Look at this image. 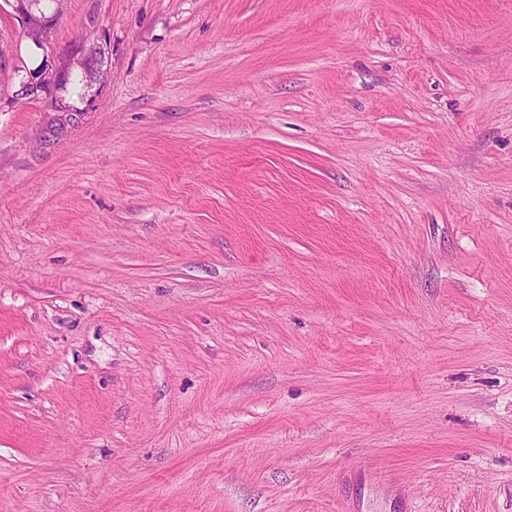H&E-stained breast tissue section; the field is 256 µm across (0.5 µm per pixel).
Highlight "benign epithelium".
I'll return each instance as SVG.
<instances>
[{"label": "benign epithelium", "instance_id": "7a95c632", "mask_svg": "<svg viewBox=\"0 0 512 512\" xmlns=\"http://www.w3.org/2000/svg\"><path fill=\"white\" fill-rule=\"evenodd\" d=\"M14 16L20 19L25 37L41 48L49 50L43 65L32 71L26 70L12 47L0 38V87L17 85L12 98L25 97L43 100L56 112L67 111V106L58 99L57 92L63 90L67 77L78 70L85 84L91 88L98 76L107 72L106 48L100 43H78L70 51L59 53L52 43L53 29L49 19L35 11L37 0H4Z\"/></svg>", "mask_w": 512, "mask_h": 512}]
</instances>
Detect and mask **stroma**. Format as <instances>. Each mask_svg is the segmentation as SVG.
<instances>
[{
	"label": "stroma",
	"instance_id": "35a3bbf8",
	"mask_svg": "<svg viewBox=\"0 0 512 512\" xmlns=\"http://www.w3.org/2000/svg\"><path fill=\"white\" fill-rule=\"evenodd\" d=\"M0 105V512H512V0H66ZM42 1V12L45 16H53L54 11L47 13V6ZM37 0H4L11 7L14 16L20 19L25 37L31 39L42 49L49 50L46 59L40 68L32 71L26 70L21 59L14 53L8 43L0 37V87H9L15 84L17 89L11 98L25 97L45 100L56 112H68L67 106L58 99L56 93L63 91L67 77L79 70L84 77L87 88H92L98 81V76L107 73L106 48L100 43H78L69 52H56L52 43L53 29L49 25V18L42 13H36L34 7ZM57 16H53L55 26ZM15 80L18 81L16 85Z\"/></svg>",
	"mask_w": 512,
	"mask_h": 512
}]
</instances>
